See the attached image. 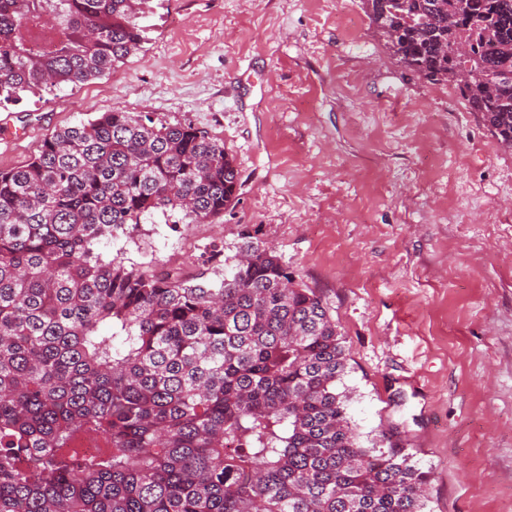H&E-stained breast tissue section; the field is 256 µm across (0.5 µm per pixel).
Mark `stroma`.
<instances>
[{
	"label": "stroma",
	"instance_id": "obj_1",
	"mask_svg": "<svg viewBox=\"0 0 512 512\" xmlns=\"http://www.w3.org/2000/svg\"><path fill=\"white\" fill-rule=\"evenodd\" d=\"M142 52L0 109V169L100 112L191 123L241 175L217 224L154 215L104 259L219 280L243 234L331 306L362 444L398 429L425 512H512V150L390 55L360 0H149Z\"/></svg>",
	"mask_w": 512,
	"mask_h": 512
}]
</instances>
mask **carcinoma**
I'll use <instances>...</instances> for the list:
<instances>
[{
	"label": "carcinoma",
	"mask_w": 512,
	"mask_h": 512,
	"mask_svg": "<svg viewBox=\"0 0 512 512\" xmlns=\"http://www.w3.org/2000/svg\"><path fill=\"white\" fill-rule=\"evenodd\" d=\"M147 2L0 0V104L110 74ZM362 2L512 148V0ZM241 185L224 141L130 112L0 169V512H424L427 474L397 431L361 444L332 309L272 247L245 235L219 282L98 251L156 211L212 224Z\"/></svg>",
	"instance_id": "carcinoma-1"
}]
</instances>
